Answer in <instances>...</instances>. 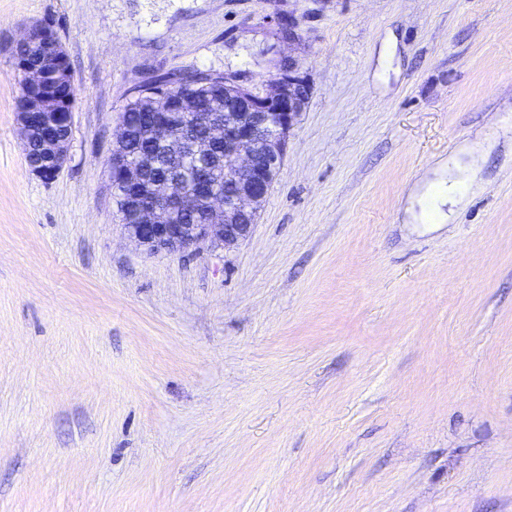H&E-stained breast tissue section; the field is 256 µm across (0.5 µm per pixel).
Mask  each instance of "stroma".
<instances>
[{
	"label": "stroma",
	"instance_id": "obj_1",
	"mask_svg": "<svg viewBox=\"0 0 512 512\" xmlns=\"http://www.w3.org/2000/svg\"><path fill=\"white\" fill-rule=\"evenodd\" d=\"M38 22L78 90L49 181ZM288 57L311 98L252 234L129 241L132 88ZM0 512H512V0H0ZM35 44H39L48 50L46 59L51 60V62L55 60H67L66 53L58 39V36L50 24L41 22L34 25L30 33L17 43L15 51L26 46L31 47ZM39 51V48L21 49L20 55L35 56ZM14 65L22 76L23 93L16 115L29 172L43 180H51L62 168L68 155L73 125V112H52L56 101L38 93L46 80V88L61 99L78 95L76 87L55 75L48 78V63L43 57L26 58L14 53ZM24 60V61H23ZM47 78V79H46ZM65 129L66 133H61ZM38 130L43 138L45 154L31 158V135Z\"/></svg>",
	"mask_w": 512,
	"mask_h": 512
}]
</instances>
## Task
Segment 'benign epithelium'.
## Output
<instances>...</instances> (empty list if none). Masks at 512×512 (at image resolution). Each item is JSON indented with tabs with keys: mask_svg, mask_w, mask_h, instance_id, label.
Returning <instances> with one entry per match:
<instances>
[{
	"mask_svg": "<svg viewBox=\"0 0 512 512\" xmlns=\"http://www.w3.org/2000/svg\"><path fill=\"white\" fill-rule=\"evenodd\" d=\"M38 44L47 58L14 56L22 76L23 93L16 115L29 172L51 180L68 155L73 113L56 111V101L39 94L48 76V61L67 59L52 26L34 25L16 48ZM310 87L299 65L288 61L263 93H256L235 77H224V113L204 112L199 98L183 94L176 112H160L156 131L170 154L183 157L203 154L212 143L224 145V183L220 193L210 186L211 168L199 172L197 191L184 189V168H177L141 189L142 169L120 150L130 127L118 119V130L109 162L112 185L123 188L124 215L132 223L122 225L128 240L149 254H184L208 243L231 249L252 233L284 160L288 138L298 116L309 102ZM205 202L201 224H181L177 219L195 200Z\"/></svg>",
	"mask_w": 512,
	"mask_h": 512,
	"instance_id": "obj_1",
	"label": "benign epithelium"
}]
</instances>
